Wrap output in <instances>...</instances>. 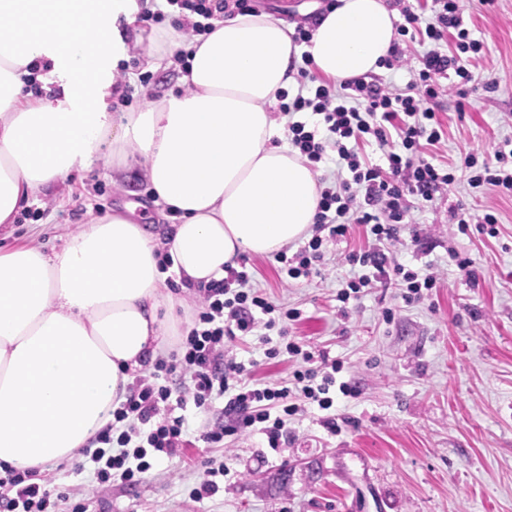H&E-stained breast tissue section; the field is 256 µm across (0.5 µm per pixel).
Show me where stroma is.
<instances>
[{"mask_svg":"<svg viewBox=\"0 0 512 512\" xmlns=\"http://www.w3.org/2000/svg\"><path fill=\"white\" fill-rule=\"evenodd\" d=\"M461 5L465 28L484 43L468 65L475 89L462 102L437 99L445 136L421 148L454 166L455 180L434 205L412 210L416 224L433 226V249L399 254L416 271L434 263L441 286L412 304L399 288H371L341 317L336 293L351 273L345 256L367 244L358 226L328 244L321 279L285 284L273 256L250 259L255 285L301 310L289 336L344 361L358 394L337 401L338 431L328 432L321 411L308 405L290 418L291 439L276 452L259 433L225 437L220 447L195 439L134 485L97 482L72 464L49 468L43 476L58 512L77 503L85 512H512V198L470 188L458 168L466 154H489L512 138V0ZM180 75L174 64L149 65L141 47L123 63L116 88H131L125 109L135 112L146 94H165ZM491 77L497 88L484 90ZM150 197L138 171L118 176L99 160L52 185L37 218L0 229V246L34 241L49 251L63 232ZM459 201L473 218L464 235L448 222ZM487 213L498 219L497 237L478 230ZM452 247L473 259V276L449 260ZM207 461L229 473L217 477L214 493L198 497Z\"/></svg>","mask_w":512,"mask_h":512,"instance_id":"stroma-1","label":"stroma"}]
</instances>
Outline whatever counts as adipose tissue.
Here are the masks:
<instances>
[{"label":"adipose tissue","instance_id":"ef3b65f1","mask_svg":"<svg viewBox=\"0 0 512 512\" xmlns=\"http://www.w3.org/2000/svg\"><path fill=\"white\" fill-rule=\"evenodd\" d=\"M137 0H0V226L103 149L112 170L140 167L156 214L150 233L128 205L61 237L58 249H0V463L46 469L75 459L125 401L135 374L164 352L171 284L224 278L243 254L266 256L306 235L322 187L274 117L310 53L318 75L379 71L396 37L385 0H336L308 46L293 24L259 11L210 34L166 39L191 49L184 87L136 112H109ZM46 63L43 95L28 67Z\"/></svg>","mask_w":512,"mask_h":512}]
</instances>
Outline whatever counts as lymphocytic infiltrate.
Here are the masks:
<instances>
[{
	"label": "lymphocytic infiltrate",
	"instance_id": "1",
	"mask_svg": "<svg viewBox=\"0 0 512 512\" xmlns=\"http://www.w3.org/2000/svg\"><path fill=\"white\" fill-rule=\"evenodd\" d=\"M433 3L434 17L424 26L411 6L400 9L404 18L397 27L400 39L412 35L431 44L410 67L405 89L385 87L371 73L337 85L324 81L312 85V58L305 53L297 73L299 94L291 98L279 92L281 112L295 117L287 125L291 147L313 163L334 158L340 172L335 185L321 192L310 239L294 253H275L284 282L321 276L327 244L346 239L355 224L362 227L369 245L346 254L352 274L342 282L337 301L360 300L365 289L376 284H397L404 289L403 300L412 303L437 286L434 265L421 271L407 269L393 248L402 231H409L412 241L421 238L419 230L408 224L414 201H434L454 180L448 167L424 158L419 148L424 143L436 145L444 137V124L431 103L450 92L466 98L473 80L467 55L479 53L483 44L463 28L460 0ZM253 8L254 0H164L163 8L144 9L142 18L158 23L170 12L175 28L184 34L207 35L215 20ZM451 29L457 32L456 48L446 53L440 43ZM400 39L382 61L386 68L402 65L405 51ZM451 73L456 76L452 83L447 80ZM301 113L315 116V123L298 121ZM369 139L385 148L387 167L360 158L355 144ZM462 166L471 187L512 196V139L496 145L493 161H479L470 153ZM197 293L194 325L181 335L177 349L158 362L152 376L130 385L111 422L83 449L98 482L133 484L151 469V457L180 455L188 443L190 424L184 410L190 404L204 412L214 400L225 401L223 419L205 422L200 430V439L210 445L223 443L228 435L256 431L265 435L271 450H278L287 443L286 423L299 413L303 400L323 410L322 426L336 432L330 409L337 396L356 393L354 384L336 379L343 361L330 357L326 349L272 337L280 323L300 320L301 311L269 301L253 287L248 270L230 266L224 278L199 285ZM254 335L266 358L284 356L294 363L290 382L248 383L251 367L230 351L236 342ZM176 372L182 380L174 385L170 377ZM55 506L38 471L8 466L0 470V512H54Z\"/></svg>",
	"mask_w": 512,
	"mask_h": 512
}]
</instances>
